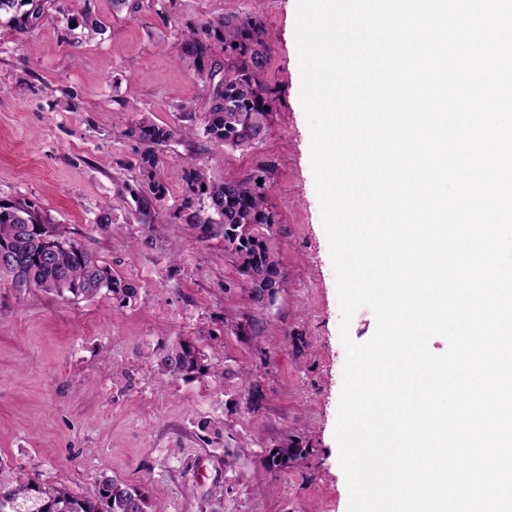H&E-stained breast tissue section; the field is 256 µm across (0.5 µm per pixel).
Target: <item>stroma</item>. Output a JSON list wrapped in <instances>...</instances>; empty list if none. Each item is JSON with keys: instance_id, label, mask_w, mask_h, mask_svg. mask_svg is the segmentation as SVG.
<instances>
[{"instance_id": "obj_1", "label": "stroma", "mask_w": 512, "mask_h": 512, "mask_svg": "<svg viewBox=\"0 0 512 512\" xmlns=\"http://www.w3.org/2000/svg\"><path fill=\"white\" fill-rule=\"evenodd\" d=\"M105 25L85 39L60 16L22 35L0 26V200L26 199L135 281L122 304L104 293L59 298L0 293V461L81 493L109 476L145 487L151 512H348L335 438L345 349L327 237L310 163L295 42L297 0H175L168 15L67 0ZM260 14L273 39L266 78L282 102L263 143L248 149L178 139L162 151L163 207L184 204V171L244 180L274 165L266 193L279 216L270 244L288 286L257 309L224 241L179 220L141 223L124 183L137 148L125 131L136 105L158 125L197 104L193 72L176 57L187 23ZM112 222L98 225L103 205ZM181 340L207 355L205 376L162 380L158 364ZM257 372L258 412L227 403L244 370ZM206 417L219 429H200ZM292 442L301 458L266 457Z\"/></svg>"}]
</instances>
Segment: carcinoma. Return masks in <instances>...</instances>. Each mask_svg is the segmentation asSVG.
I'll list each match as a JSON object with an SVG mask.
<instances>
[{"instance_id":"cac0c4a2","label":"carcinoma","mask_w":512,"mask_h":512,"mask_svg":"<svg viewBox=\"0 0 512 512\" xmlns=\"http://www.w3.org/2000/svg\"><path fill=\"white\" fill-rule=\"evenodd\" d=\"M60 0H0V18L19 33H29L55 11L65 14ZM67 23L86 31L89 39L103 34V24L88 13L67 16ZM270 33L258 14L227 13L191 24L179 45L178 58L193 71L201 86L203 118L193 108H179L173 125H158L145 117L133 120L127 136L141 145L135 166L140 179L125 185L144 224L153 223L167 190L158 177L160 150L179 137L200 135L232 149L250 148L262 141L280 105V92L265 79ZM271 165H261L242 181L216 183L201 167L185 171V205L173 218L200 230L205 237L224 239L249 299L259 307L272 302L286 288L269 245L278 215L265 201ZM0 286L22 294L32 288L66 298H92L106 291L120 302L137 295V286L112 274L110 268L78 242L67 237L27 200L0 201ZM205 355L180 341L160 360L161 374L172 378L208 372ZM243 393L250 410L263 400L259 380L242 374ZM302 449L282 445L268 454L270 468L285 466ZM144 488L101 477L82 494L42 482L24 471L0 466V512H147Z\"/></svg>"}]
</instances>
